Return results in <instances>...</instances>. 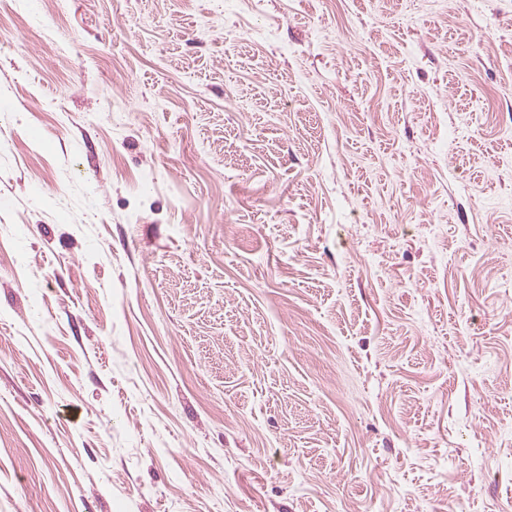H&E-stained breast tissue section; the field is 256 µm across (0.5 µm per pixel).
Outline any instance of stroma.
<instances>
[{
  "instance_id": "obj_1",
  "label": "stroma",
  "mask_w": 512,
  "mask_h": 512,
  "mask_svg": "<svg viewBox=\"0 0 512 512\" xmlns=\"http://www.w3.org/2000/svg\"><path fill=\"white\" fill-rule=\"evenodd\" d=\"M0 512H512V0H0Z\"/></svg>"
}]
</instances>
